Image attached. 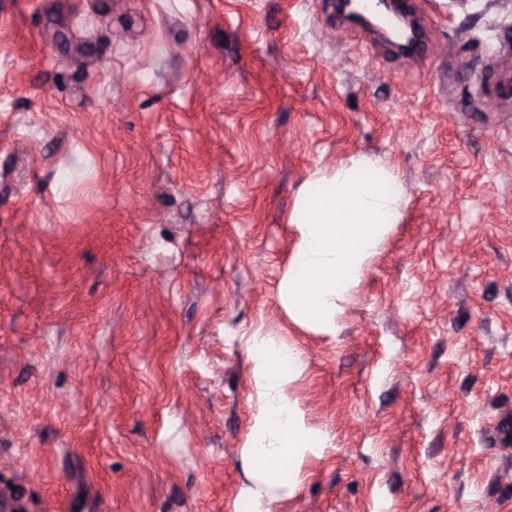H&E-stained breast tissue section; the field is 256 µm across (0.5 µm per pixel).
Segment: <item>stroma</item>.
Returning a JSON list of instances; mask_svg holds the SVG:
<instances>
[{
    "mask_svg": "<svg viewBox=\"0 0 512 512\" xmlns=\"http://www.w3.org/2000/svg\"><path fill=\"white\" fill-rule=\"evenodd\" d=\"M0 0V502L248 512L253 334L327 448L280 512H512V0ZM405 197L336 335L279 299L309 174Z\"/></svg>",
    "mask_w": 512,
    "mask_h": 512,
    "instance_id": "1",
    "label": "stroma"
}]
</instances>
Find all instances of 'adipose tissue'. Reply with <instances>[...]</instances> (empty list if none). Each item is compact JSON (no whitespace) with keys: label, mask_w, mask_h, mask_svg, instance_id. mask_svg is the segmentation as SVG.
Instances as JSON below:
<instances>
[{"label":"adipose tissue","mask_w":512,"mask_h":512,"mask_svg":"<svg viewBox=\"0 0 512 512\" xmlns=\"http://www.w3.org/2000/svg\"><path fill=\"white\" fill-rule=\"evenodd\" d=\"M403 201L391 172L365 156L351 157L331 174L306 181L292 217L300 232V268L289 271L279 289L292 317L324 333H336L345 295L358 286L398 222ZM252 345L258 352L253 375L259 406L241 450L250 473L246 493L252 512H277L272 487L283 475L289 484H297L305 462L324 451L326 438L306 423L290 398V378L280 369V348L257 335Z\"/></svg>","instance_id":"obj_1"}]
</instances>
